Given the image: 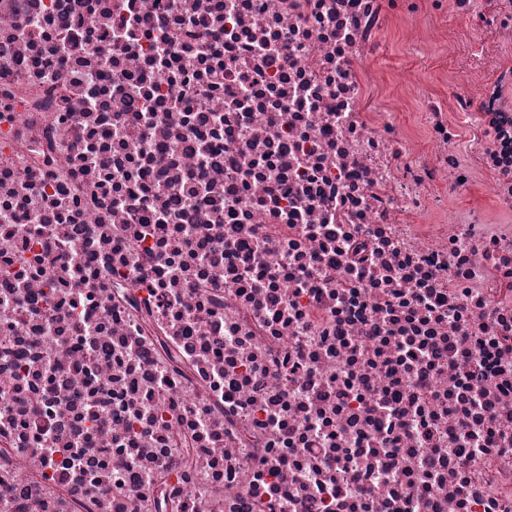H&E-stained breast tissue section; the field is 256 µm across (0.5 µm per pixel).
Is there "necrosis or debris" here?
<instances>
[{"label": "necrosis or debris", "instance_id": "obj_1", "mask_svg": "<svg viewBox=\"0 0 512 512\" xmlns=\"http://www.w3.org/2000/svg\"><path fill=\"white\" fill-rule=\"evenodd\" d=\"M389 4L0 0V512H512V0ZM408 48L392 35L385 38L383 54L375 62L378 66H393L402 62L407 55Z\"/></svg>", "mask_w": 512, "mask_h": 512}]
</instances>
